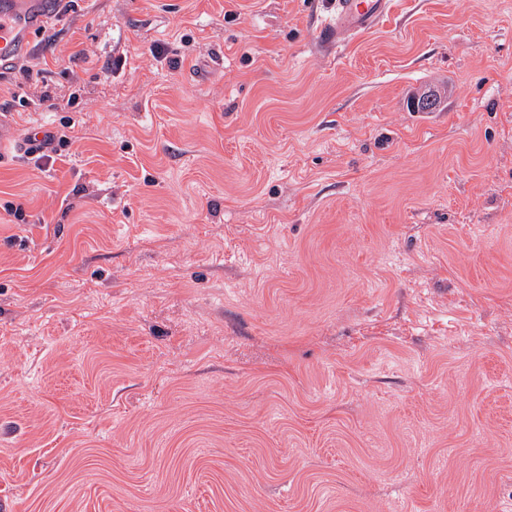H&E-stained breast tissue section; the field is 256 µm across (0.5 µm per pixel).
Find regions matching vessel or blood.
<instances>
[{
	"mask_svg": "<svg viewBox=\"0 0 512 512\" xmlns=\"http://www.w3.org/2000/svg\"><path fill=\"white\" fill-rule=\"evenodd\" d=\"M59 0H0V70L19 63L52 21ZM393 0H328L315 29L325 50L341 52L345 39L376 30L388 17Z\"/></svg>",
	"mask_w": 512,
	"mask_h": 512,
	"instance_id": "b4317fda",
	"label": "vessel or blood"
}]
</instances>
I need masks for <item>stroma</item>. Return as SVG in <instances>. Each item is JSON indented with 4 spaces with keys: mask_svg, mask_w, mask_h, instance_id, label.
Here are the masks:
<instances>
[{
    "mask_svg": "<svg viewBox=\"0 0 512 512\" xmlns=\"http://www.w3.org/2000/svg\"><path fill=\"white\" fill-rule=\"evenodd\" d=\"M394 3L76 0L0 73V512H512V0ZM393 3L392 0H329L315 29L317 45L339 54L345 38L355 39L376 30L391 13Z\"/></svg>",
    "mask_w": 512,
    "mask_h": 512,
    "instance_id": "1",
    "label": "stroma"
}]
</instances>
